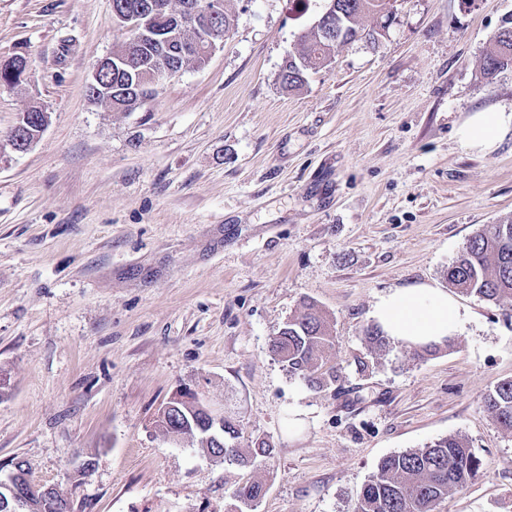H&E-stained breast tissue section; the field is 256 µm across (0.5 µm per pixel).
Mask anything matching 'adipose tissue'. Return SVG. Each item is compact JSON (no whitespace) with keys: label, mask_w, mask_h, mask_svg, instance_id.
<instances>
[{"label":"adipose tissue","mask_w":512,"mask_h":512,"mask_svg":"<svg viewBox=\"0 0 512 512\" xmlns=\"http://www.w3.org/2000/svg\"><path fill=\"white\" fill-rule=\"evenodd\" d=\"M512 132V112L485 109L471 113L457 128L465 148L488 153ZM371 316L385 336L407 345L440 343L456 336L463 326L457 303L441 289L427 284L400 288L381 296Z\"/></svg>","instance_id":"ef3b65f1"}]
</instances>
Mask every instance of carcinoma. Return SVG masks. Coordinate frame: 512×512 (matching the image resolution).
I'll return each instance as SVG.
<instances>
[{"label": "carcinoma", "instance_id": "1", "mask_svg": "<svg viewBox=\"0 0 512 512\" xmlns=\"http://www.w3.org/2000/svg\"><path fill=\"white\" fill-rule=\"evenodd\" d=\"M156 10L148 16L147 27L131 32L127 42L112 52V70L103 78L112 82V109L131 111L156 95L151 80L175 66L202 68L208 62L204 47L198 46L199 30L188 20L179 25L176 15L185 11L186 0H153ZM222 41L232 26L228 0H215ZM336 8L335 26L325 32L312 26L302 35L295 52L288 55L281 80L295 89L303 86L307 74L328 66L336 50L356 39L374 40L379 27L387 25L391 0H325ZM512 67V26L499 28L489 40L483 57V74L492 79ZM448 287L483 301L500 304L512 301V221L485 224L472 235L459 255L448 265ZM305 311L289 319L270 342L271 352L287 367L288 373L308 386L321 389L336 382L334 367L326 356L334 345L332 326L323 311L313 302ZM365 340L374 350L375 359L389 346L390 340L377 326L366 329ZM488 412L502 431L512 434V380H503L486 397ZM156 425L167 436L190 438L206 452L216 445L202 432L203 419L194 407L159 409ZM240 421L224 417V455L229 462L251 466L272 454L265 443L241 449ZM480 460L455 435L440 438L422 448L411 449L383 458L377 470L363 485L353 512H436L437 505L457 488L474 480ZM264 494L259 481L238 487L236 498L250 506Z\"/></svg>", "mask_w": 512, "mask_h": 512}]
</instances>
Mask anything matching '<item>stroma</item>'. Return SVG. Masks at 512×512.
<instances>
[{
  "label": "stroma",
  "instance_id": "stroma-1",
  "mask_svg": "<svg viewBox=\"0 0 512 512\" xmlns=\"http://www.w3.org/2000/svg\"><path fill=\"white\" fill-rule=\"evenodd\" d=\"M208 64L129 112L91 102L92 66L127 38L111 0H0V462L26 461L74 512H352L378 463L463 438L480 475L437 512H512V435L487 395L512 379V307L457 295L450 346L396 343L359 374L380 296L444 272L481 225L512 218V134L483 154L457 127L512 109L485 78L512 0H398L378 43L341 46L288 90L283 65L323 0H229ZM39 139L9 135L30 107ZM312 301L335 385L291 376L272 336ZM237 418L255 468L157 427L177 390Z\"/></svg>",
  "mask_w": 512,
  "mask_h": 512
}]
</instances>
